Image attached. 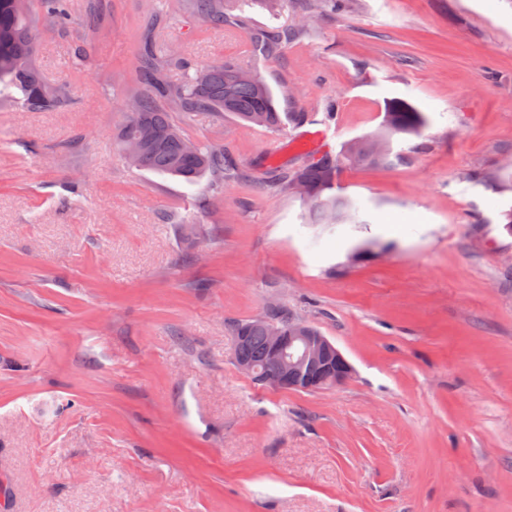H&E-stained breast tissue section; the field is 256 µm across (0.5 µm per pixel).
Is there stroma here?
I'll return each mask as SVG.
<instances>
[{
    "label": "stroma",
    "instance_id": "obj_1",
    "mask_svg": "<svg viewBox=\"0 0 512 512\" xmlns=\"http://www.w3.org/2000/svg\"><path fill=\"white\" fill-rule=\"evenodd\" d=\"M177 2L112 0L104 32L87 0L62 30L36 15L63 100L0 92V512H512V0H343L264 57ZM148 32L293 92L278 129L175 113L252 175L202 210L115 140ZM393 98L423 137L341 172L358 223H306L270 179L374 133ZM272 305L352 377L241 373L231 326Z\"/></svg>",
    "mask_w": 512,
    "mask_h": 512
}]
</instances>
